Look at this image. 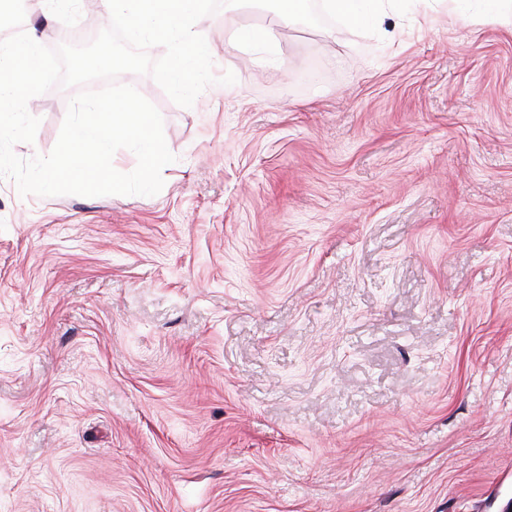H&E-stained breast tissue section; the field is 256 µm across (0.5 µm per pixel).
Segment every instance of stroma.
<instances>
[{
	"mask_svg": "<svg viewBox=\"0 0 512 512\" xmlns=\"http://www.w3.org/2000/svg\"><path fill=\"white\" fill-rule=\"evenodd\" d=\"M448 8L368 35L223 7L195 29L234 85L117 78L163 118L157 195L0 177V512H505L512 22Z\"/></svg>",
	"mask_w": 512,
	"mask_h": 512,
	"instance_id": "obj_1",
	"label": "stroma"
}]
</instances>
